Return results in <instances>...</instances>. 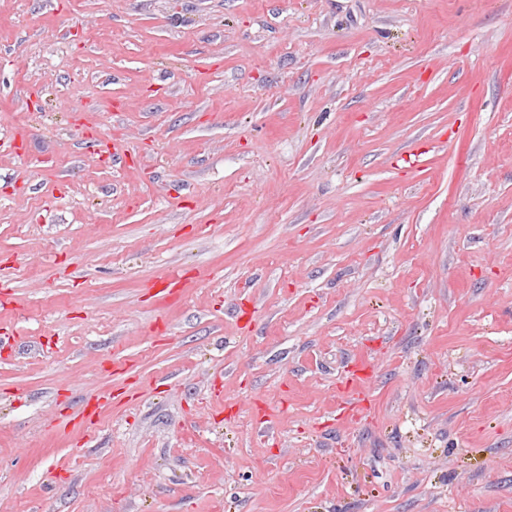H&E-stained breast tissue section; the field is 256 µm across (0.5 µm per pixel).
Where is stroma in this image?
<instances>
[{
    "mask_svg": "<svg viewBox=\"0 0 512 512\" xmlns=\"http://www.w3.org/2000/svg\"><path fill=\"white\" fill-rule=\"evenodd\" d=\"M3 335L0 512H512V0H0Z\"/></svg>",
    "mask_w": 512,
    "mask_h": 512,
    "instance_id": "35a3bbf8",
    "label": "stroma"
}]
</instances>
